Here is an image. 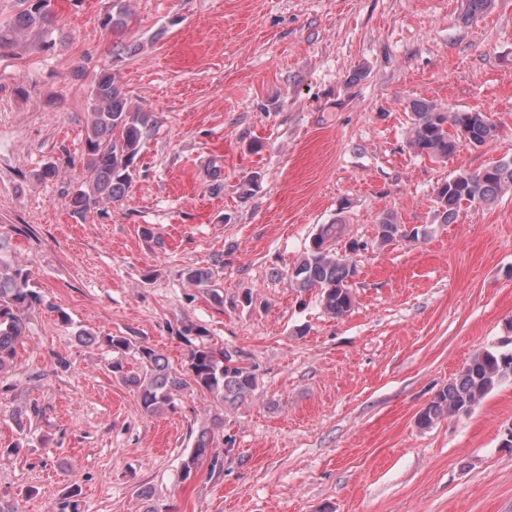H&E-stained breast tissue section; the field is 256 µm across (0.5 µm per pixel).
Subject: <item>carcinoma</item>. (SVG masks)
<instances>
[{"mask_svg":"<svg viewBox=\"0 0 512 512\" xmlns=\"http://www.w3.org/2000/svg\"><path fill=\"white\" fill-rule=\"evenodd\" d=\"M18 2L20 10L14 20L0 26V57L13 54L21 39L32 45H46L53 33L56 15L52 0ZM123 2L112 0L101 19L102 27L119 37L126 34L131 22L130 10ZM410 112L408 147L432 162H446L462 141L480 147L496 137V124L480 111H453L432 101L414 100ZM156 123L153 113L128 102L112 72L103 70L95 75L84 139V178L64 194V205L71 216L82 219L94 209L124 200L136 176V157ZM510 191L512 157L502 158L478 172H460L438 184L434 189L435 211L441 223L449 224L462 207L490 204ZM399 225L395 213L384 214L378 222L379 243L395 241L401 233ZM342 227L339 220L321 225L309 249L288 275L290 287L315 291L325 311L337 317L352 307L349 280L355 273L348 256L339 254L335 248ZM3 248L0 241V372L11 368L18 347L26 339V313L42 302L39 293L30 288L22 266L3 258ZM186 278L190 284L205 288L212 273L205 268L189 269ZM180 338L189 344L198 341L180 371L172 369L163 355L144 345L136 347L140 370H124L118 359L111 364L112 373L137 392L145 414L154 416L174 410L175 396L187 389L206 392L225 408L239 406L252 397L257 377L242 364L239 354L205 343L203 334L191 326L183 327ZM507 379L512 380V348L477 352L420 410L417 425L427 428L445 417L468 413ZM222 428L224 419L219 414L201 428L193 451L182 462L184 478H189L207 460L214 431ZM209 465L216 466V461L210 460ZM80 510L79 491L75 488L53 512Z\"/></svg>","mask_w":512,"mask_h":512,"instance_id":"cac0c4a2","label":"carcinoma"}]
</instances>
